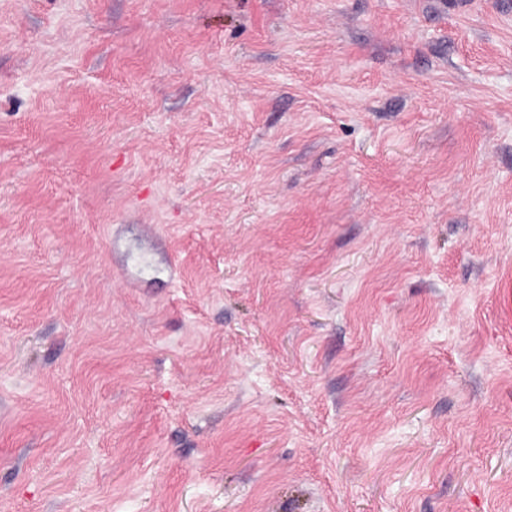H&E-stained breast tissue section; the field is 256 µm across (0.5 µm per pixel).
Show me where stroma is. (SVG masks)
<instances>
[{
  "label": "stroma",
  "instance_id": "1",
  "mask_svg": "<svg viewBox=\"0 0 512 512\" xmlns=\"http://www.w3.org/2000/svg\"><path fill=\"white\" fill-rule=\"evenodd\" d=\"M512 0H0V512H512Z\"/></svg>",
  "mask_w": 512,
  "mask_h": 512
}]
</instances>
